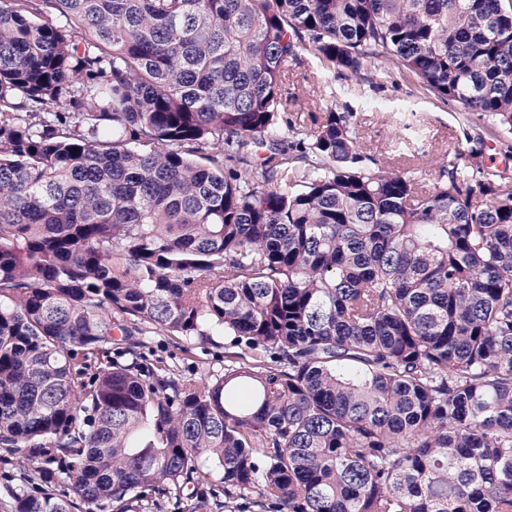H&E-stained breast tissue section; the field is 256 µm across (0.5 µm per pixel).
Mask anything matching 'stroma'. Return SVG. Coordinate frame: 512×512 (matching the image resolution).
<instances>
[{
	"label": "stroma",
	"mask_w": 512,
	"mask_h": 512,
	"mask_svg": "<svg viewBox=\"0 0 512 512\" xmlns=\"http://www.w3.org/2000/svg\"><path fill=\"white\" fill-rule=\"evenodd\" d=\"M284 89L289 117L305 130L314 129L327 108L353 113L363 155L390 170L414 171L421 189L439 181L436 161L441 155L467 149L469 138L478 135L485 139L482 163L512 168V135H494L489 120L435 97L415 77L396 68L382 66L356 76H336L305 52L289 61ZM158 358L187 376L200 378L223 371L224 343L198 344L186 352L181 340L158 333L151 337L143 363L148 366Z\"/></svg>",
	"instance_id": "stroma-1"
}]
</instances>
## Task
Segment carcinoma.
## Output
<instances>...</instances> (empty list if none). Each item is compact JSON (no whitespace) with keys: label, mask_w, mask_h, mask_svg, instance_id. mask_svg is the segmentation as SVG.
Here are the masks:
<instances>
[{"label":"carcinoma","mask_w":512,"mask_h":512,"mask_svg":"<svg viewBox=\"0 0 512 512\" xmlns=\"http://www.w3.org/2000/svg\"><path fill=\"white\" fill-rule=\"evenodd\" d=\"M304 51L512 133L503 0H0V448L42 483L11 512L205 468L225 512H512V176L477 137L420 193L352 113L301 131ZM157 331L224 373L143 369Z\"/></svg>","instance_id":"carcinoma-1"}]
</instances>
